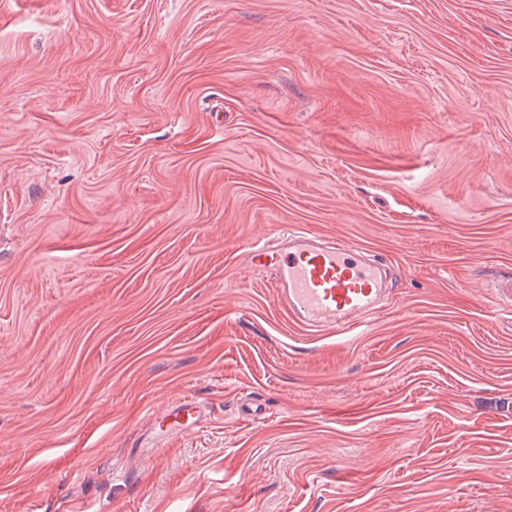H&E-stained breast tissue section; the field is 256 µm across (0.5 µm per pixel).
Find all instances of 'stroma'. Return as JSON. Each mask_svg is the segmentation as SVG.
I'll return each instance as SVG.
<instances>
[{
    "label": "stroma",
    "mask_w": 512,
    "mask_h": 512,
    "mask_svg": "<svg viewBox=\"0 0 512 512\" xmlns=\"http://www.w3.org/2000/svg\"><path fill=\"white\" fill-rule=\"evenodd\" d=\"M281 225L389 266L367 326ZM508 275L512 0H0V512H512ZM246 258L272 272L277 298L310 328L350 333L388 299L380 264L349 240L325 241L290 226L254 243ZM204 416V410L199 402L193 398L184 399L176 407L156 419L154 433L162 438L184 433L199 426Z\"/></svg>",
    "instance_id": "1"
}]
</instances>
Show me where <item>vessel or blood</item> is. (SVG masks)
Instances as JSON below:
<instances>
[{
  "mask_svg": "<svg viewBox=\"0 0 512 512\" xmlns=\"http://www.w3.org/2000/svg\"><path fill=\"white\" fill-rule=\"evenodd\" d=\"M246 258L249 265L272 272L278 299L310 328L352 332L388 297L380 264L345 239L326 241L290 227L254 243ZM203 418L199 402L187 398L156 419L154 433L162 438L181 434Z\"/></svg>",
  "mask_w": 512,
  "mask_h": 512,
  "instance_id": "b4317fda",
  "label": "vessel or blood"
}]
</instances>
